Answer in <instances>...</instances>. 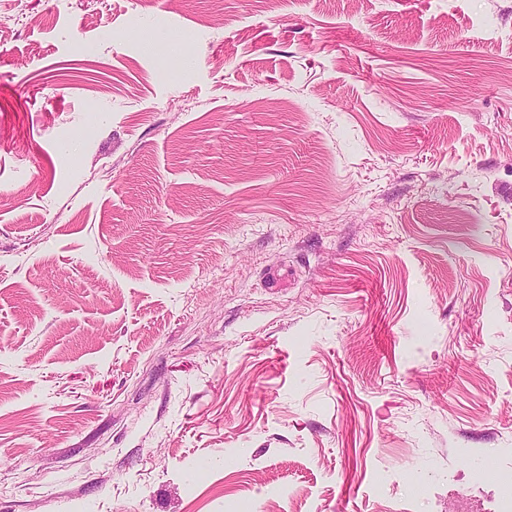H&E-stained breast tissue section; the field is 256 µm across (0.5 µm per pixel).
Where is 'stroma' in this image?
<instances>
[{
  "mask_svg": "<svg viewBox=\"0 0 512 512\" xmlns=\"http://www.w3.org/2000/svg\"><path fill=\"white\" fill-rule=\"evenodd\" d=\"M0 27V512H489L512 0ZM154 27L181 39L143 52Z\"/></svg>",
  "mask_w": 512,
  "mask_h": 512,
  "instance_id": "1",
  "label": "stroma"
}]
</instances>
